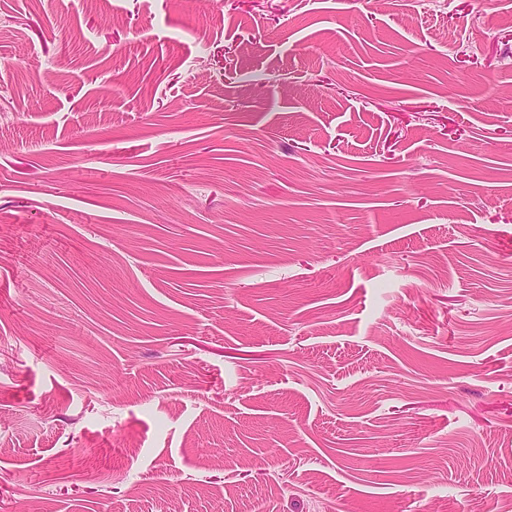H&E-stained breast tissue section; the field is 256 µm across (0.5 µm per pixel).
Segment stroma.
<instances>
[{
	"instance_id": "obj_1",
	"label": "stroma",
	"mask_w": 512,
	"mask_h": 512,
	"mask_svg": "<svg viewBox=\"0 0 512 512\" xmlns=\"http://www.w3.org/2000/svg\"><path fill=\"white\" fill-rule=\"evenodd\" d=\"M512 500V0H0V512Z\"/></svg>"
}]
</instances>
